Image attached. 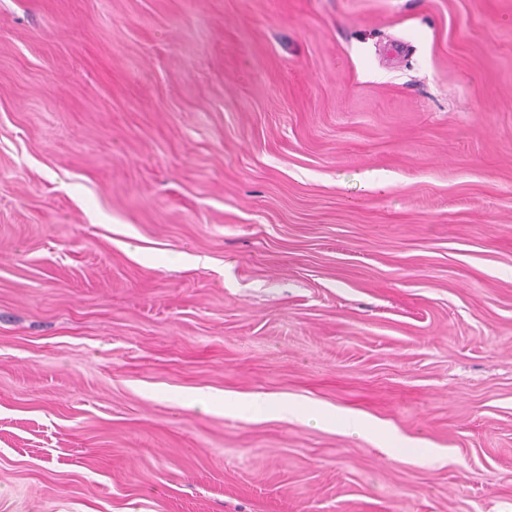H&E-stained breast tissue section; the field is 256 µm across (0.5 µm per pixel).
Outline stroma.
Here are the masks:
<instances>
[{
	"mask_svg": "<svg viewBox=\"0 0 512 512\" xmlns=\"http://www.w3.org/2000/svg\"><path fill=\"white\" fill-rule=\"evenodd\" d=\"M0 512H512V0H0ZM225 412H248L259 415L276 414L298 417L308 414L307 418L315 423H328L341 426L358 436L366 435V428L357 422L352 421L348 416L342 414H331L321 409H305L296 404L288 403L271 396L252 398L244 401H224Z\"/></svg>",
	"mask_w": 512,
	"mask_h": 512,
	"instance_id": "stroma-1",
	"label": "stroma"
}]
</instances>
